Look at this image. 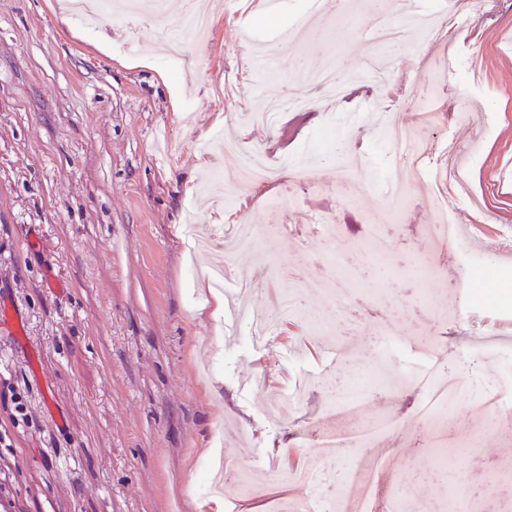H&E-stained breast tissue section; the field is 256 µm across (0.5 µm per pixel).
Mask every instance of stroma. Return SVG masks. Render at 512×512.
Segmentation results:
<instances>
[{
  "mask_svg": "<svg viewBox=\"0 0 512 512\" xmlns=\"http://www.w3.org/2000/svg\"><path fill=\"white\" fill-rule=\"evenodd\" d=\"M210 19L206 40L161 42L154 23L89 24L66 0H0V307L25 323L27 348L0 334V512H211L202 474L212 449L261 481V496L225 481L224 512H270L303 494L293 459L329 471L381 457L384 512H422L452 499L470 512L476 489L488 512H512L501 480L512 475V439L499 417L501 355L473 350L490 324L512 336V0H483L440 78L442 46L423 63L422 39L383 50L392 89L363 80L368 21L336 0H194ZM318 8L294 36L291 22ZM358 76L341 107L319 102L284 112L276 126L244 112L315 93L324 52ZM275 56L276 69L257 67ZM442 111L420 129L416 95ZM356 113L359 140H340V111ZM422 130L431 169L454 139L463 179L451 200L466 237L434 248L436 204L420 185L382 194L397 158L384 139L390 113ZM262 152L276 175L224 190L214 174L231 159L220 137ZM376 188L352 202L344 179ZM278 209H271L270 199ZM400 219L390 223L391 210ZM336 228L356 281V314L327 309L325 243L315 219ZM281 225L278 233L270 225ZM374 224L382 244L362 247ZM250 281L275 325L265 345L252 328L214 314L209 278ZM434 265L429 283L416 269ZM495 279L471 283L468 269ZM304 281L298 313L283 322L285 272ZM458 314L441 319L450 294ZM400 376L381 388L376 369ZM464 381L447 406L445 458L430 451L438 410L434 373ZM365 382L359 412L323 378ZM393 421L389 439L349 446L353 430Z\"/></svg>",
  "mask_w": 512,
  "mask_h": 512,
  "instance_id": "stroma-1",
  "label": "stroma"
}]
</instances>
